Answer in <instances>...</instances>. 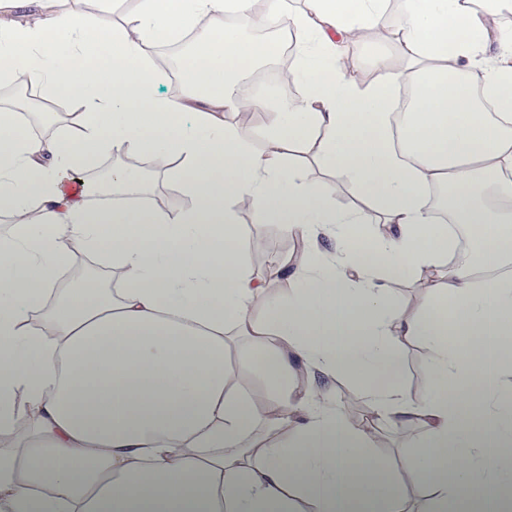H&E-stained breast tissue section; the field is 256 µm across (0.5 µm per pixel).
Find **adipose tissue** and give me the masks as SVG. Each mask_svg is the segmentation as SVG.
<instances>
[{"mask_svg":"<svg viewBox=\"0 0 512 512\" xmlns=\"http://www.w3.org/2000/svg\"><path fill=\"white\" fill-rule=\"evenodd\" d=\"M59 2L0 0V80L82 110L55 137L0 112V214L18 220L0 238V431L14 442L0 451V512H411L407 484L427 490L429 512H486L493 484L497 512H512V29L470 0H400L403 66L359 85L337 51L381 30L387 0H268L263 22L288 24L302 93L260 103L256 151L225 118L250 109L230 91L232 63L273 57L274 42L201 36V83L182 90L155 53L200 19L247 16L252 0H137L109 29ZM402 85L415 94L397 133ZM308 145L337 180L370 189L369 208L336 209L327 184L302 182L292 153ZM115 151L180 158L191 207L68 191ZM435 186L451 190L476 263H449L448 227L427 207ZM245 198L307 243L277 264L296 286L274 307L247 260ZM98 253L123 287L85 282L48 308L59 272ZM398 280L430 294L414 315L394 304ZM45 312L50 338L30 324ZM235 335L238 365L225 357ZM412 339L430 355L419 402L395 379ZM340 377L375 427L332 404ZM410 423L424 437L396 474L376 427Z\"/></svg>","mask_w":512,"mask_h":512,"instance_id":"ef3b65f1","label":"adipose tissue"}]
</instances>
